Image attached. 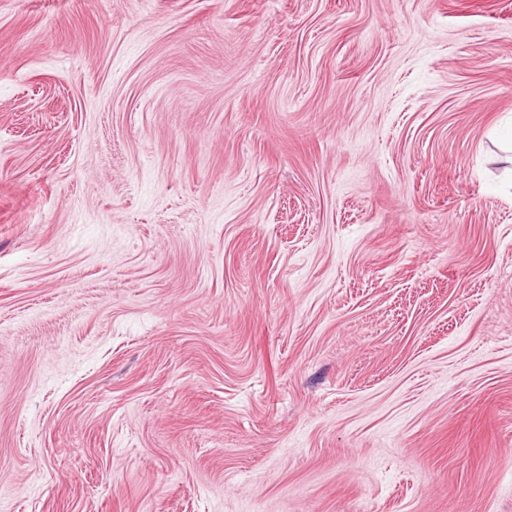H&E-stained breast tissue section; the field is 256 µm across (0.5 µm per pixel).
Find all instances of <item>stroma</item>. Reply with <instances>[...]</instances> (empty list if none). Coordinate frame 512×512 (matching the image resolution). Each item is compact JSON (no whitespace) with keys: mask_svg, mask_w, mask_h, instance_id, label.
<instances>
[{"mask_svg":"<svg viewBox=\"0 0 512 512\" xmlns=\"http://www.w3.org/2000/svg\"><path fill=\"white\" fill-rule=\"evenodd\" d=\"M0 512H512V0H0Z\"/></svg>","mask_w":512,"mask_h":512,"instance_id":"1","label":"stroma"}]
</instances>
